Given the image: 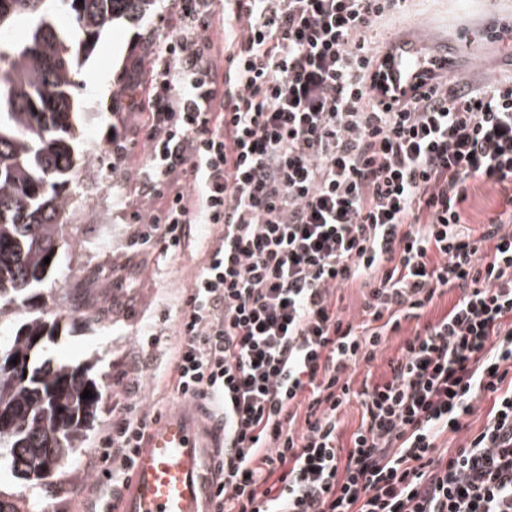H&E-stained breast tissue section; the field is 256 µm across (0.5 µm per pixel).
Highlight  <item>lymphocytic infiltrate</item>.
Here are the masks:
<instances>
[{"instance_id":"1","label":"lymphocytic infiltrate","mask_w":512,"mask_h":512,"mask_svg":"<svg viewBox=\"0 0 512 512\" xmlns=\"http://www.w3.org/2000/svg\"><path fill=\"white\" fill-rule=\"evenodd\" d=\"M406 3L170 0L136 171L152 208L134 218L164 252L215 228L174 373L182 399L224 416L217 512H512V79L430 70L384 102L392 52L376 35ZM475 180L504 192L478 234L463 209ZM355 284L357 325L334 298ZM450 290L391 377L353 391L348 370ZM485 394L484 427L441 451ZM354 395L344 451L336 414ZM149 426L132 409L113 424L105 512Z\"/></svg>"}]
</instances>
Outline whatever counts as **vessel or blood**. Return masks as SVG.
<instances>
[{
    "label": "vessel or blood",
    "instance_id": "vessel-or-blood-1",
    "mask_svg": "<svg viewBox=\"0 0 512 512\" xmlns=\"http://www.w3.org/2000/svg\"><path fill=\"white\" fill-rule=\"evenodd\" d=\"M418 58L416 47H400L382 70V84L398 92L417 82L411 65ZM206 413L199 403H182L149 429L118 512H214L210 482L224 424Z\"/></svg>",
    "mask_w": 512,
    "mask_h": 512
}]
</instances>
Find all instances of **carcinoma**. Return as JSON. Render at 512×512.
I'll use <instances>...</instances> for the list:
<instances>
[{
  "mask_svg": "<svg viewBox=\"0 0 512 512\" xmlns=\"http://www.w3.org/2000/svg\"><path fill=\"white\" fill-rule=\"evenodd\" d=\"M157 0H0V31L19 17L25 36L0 63V310L32 309L6 348L16 377L0 379V461L11 475L44 483L63 472L96 418L101 386L90 366L55 363L43 356L61 324H75L80 308L50 314L33 308L43 282L55 272V249L66 224V185L80 156L71 114L79 61L113 24L139 22ZM65 11L72 27L55 17ZM50 257V264L44 258ZM93 394L81 398L84 390Z\"/></svg>",
  "mask_w": 512,
  "mask_h": 512,
  "instance_id": "1",
  "label": "carcinoma"
}]
</instances>
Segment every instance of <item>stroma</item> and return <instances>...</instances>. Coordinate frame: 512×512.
<instances>
[{"label": "stroma", "instance_id": "stroma-1", "mask_svg": "<svg viewBox=\"0 0 512 512\" xmlns=\"http://www.w3.org/2000/svg\"><path fill=\"white\" fill-rule=\"evenodd\" d=\"M165 14L161 6L141 26L115 24L81 61L76 77L73 125L92 171L68 187L70 214L59 237L56 288L47 307L65 310L77 299L89 305L91 317L67 327L48 353L62 363H94L102 400L93 428L63 477L49 485H31L8 473L0 477V490L15 494L33 512H95L100 496L91 487L98 480V450L120 410L164 414L180 403L173 377L174 325L211 238L200 225L176 253L128 244L130 217L123 206L136 200L138 187L135 175L113 155L110 136L118 111L126 117L127 132L135 130L134 104L147 100L151 91L150 56L162 48ZM506 26H512V0H414L411 18L394 22L381 37L417 42L428 56L465 41L456 58V77L495 78L512 74V40L501 35ZM102 84L108 87L103 95L98 92ZM501 201L499 188L473 183L464 205L470 228L481 230L500 211ZM456 298V292L445 293L421 319L403 322L374 361L352 370L353 389L366 379L389 378L406 340L441 318Z\"/></svg>", "mask_w": 512, "mask_h": 512}]
</instances>
